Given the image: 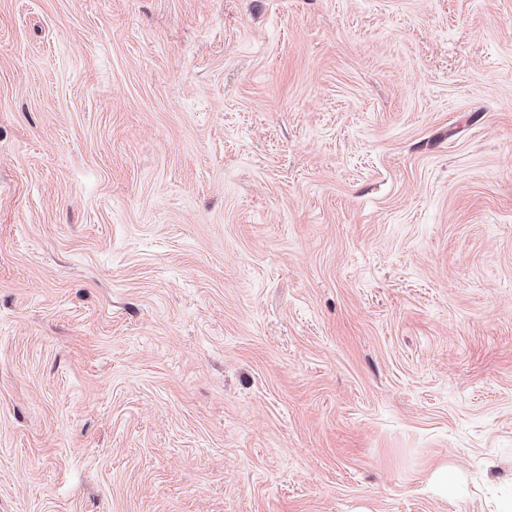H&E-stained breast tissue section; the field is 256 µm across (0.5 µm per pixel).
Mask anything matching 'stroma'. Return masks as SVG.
Here are the masks:
<instances>
[{
	"label": "stroma",
	"instance_id": "stroma-1",
	"mask_svg": "<svg viewBox=\"0 0 512 512\" xmlns=\"http://www.w3.org/2000/svg\"><path fill=\"white\" fill-rule=\"evenodd\" d=\"M511 495L512 0H0V512Z\"/></svg>",
	"mask_w": 512,
	"mask_h": 512
}]
</instances>
